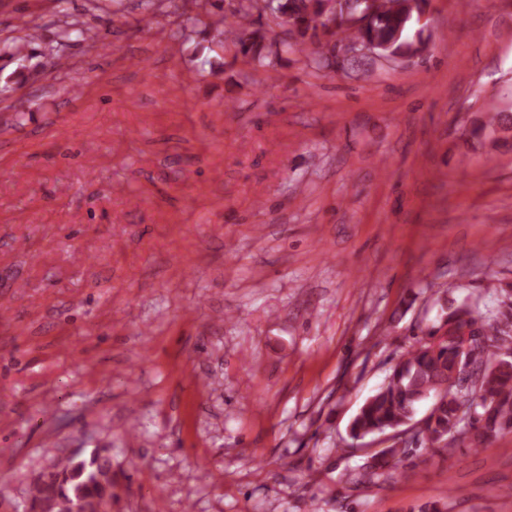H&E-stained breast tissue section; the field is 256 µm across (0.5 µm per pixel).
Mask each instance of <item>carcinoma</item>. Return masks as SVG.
Wrapping results in <instances>:
<instances>
[{
    "mask_svg": "<svg viewBox=\"0 0 512 512\" xmlns=\"http://www.w3.org/2000/svg\"><path fill=\"white\" fill-rule=\"evenodd\" d=\"M273 2L274 9L291 27L294 41L287 44V50L305 54L318 69L334 67L335 52L344 44L376 40L388 52L409 56L419 51L422 41L420 30L410 36L417 14L423 10L421 2L408 15L404 0H389V8L381 5L382 0H372V13L363 27L353 22V17L361 13L360 5L338 9L336 0ZM245 16L239 7L223 18L236 55L248 63L274 66L266 53L265 35L239 22ZM487 130L508 133L512 131V118L490 114L473 134L479 138ZM444 326L448 342L437 346L425 343L407 351L383 386L365 400L350 421L352 439L410 424L415 428V449L446 454L457 441L483 448L498 434L512 433V295L501 296L492 309L470 303L450 305ZM465 332L483 340L473 362L472 384L462 390L457 385L461 368L455 360L454 337ZM425 400L431 401L429 412L417 420L416 407ZM408 455V450L399 448L373 455L359 481L375 482L384 469L397 467ZM33 497L35 503L54 510L65 506L77 512H99L116 497L112 459L95 450L83 457H64L36 485Z\"/></svg>",
    "mask_w": 512,
    "mask_h": 512,
    "instance_id": "cac0c4a2",
    "label": "carcinoma"
}]
</instances>
